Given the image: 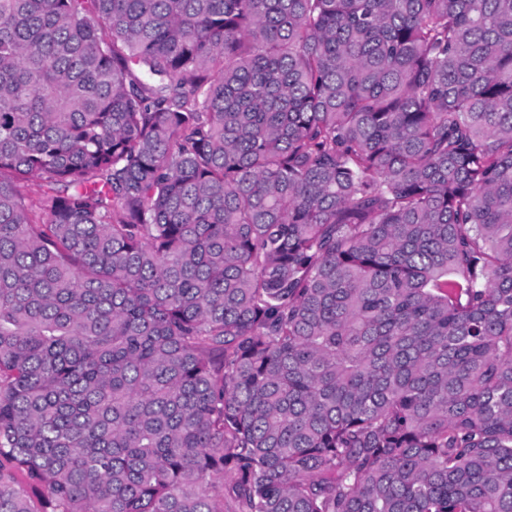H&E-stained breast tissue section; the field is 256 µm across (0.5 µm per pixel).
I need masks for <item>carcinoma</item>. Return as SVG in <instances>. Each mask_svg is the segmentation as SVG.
Listing matches in <instances>:
<instances>
[{
    "mask_svg": "<svg viewBox=\"0 0 512 512\" xmlns=\"http://www.w3.org/2000/svg\"><path fill=\"white\" fill-rule=\"evenodd\" d=\"M0 457L52 512H512V0H0Z\"/></svg>",
    "mask_w": 512,
    "mask_h": 512,
    "instance_id": "carcinoma-1",
    "label": "carcinoma"
}]
</instances>
